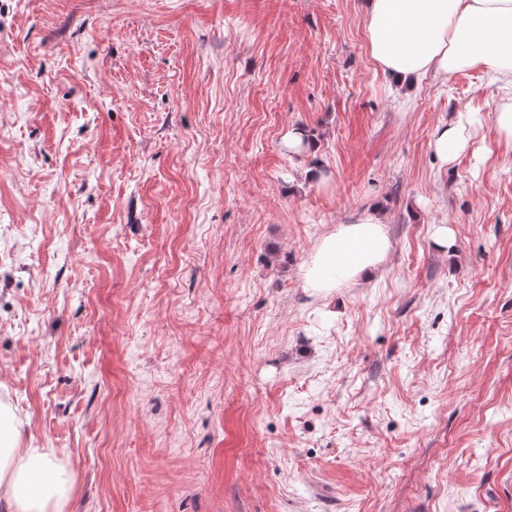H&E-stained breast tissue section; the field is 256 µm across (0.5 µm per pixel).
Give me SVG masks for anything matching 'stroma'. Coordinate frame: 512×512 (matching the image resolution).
Returning a JSON list of instances; mask_svg holds the SVG:
<instances>
[{
	"label": "stroma",
	"instance_id": "stroma-1",
	"mask_svg": "<svg viewBox=\"0 0 512 512\" xmlns=\"http://www.w3.org/2000/svg\"><path fill=\"white\" fill-rule=\"evenodd\" d=\"M364 2L0 0V399L66 512H512L508 89L395 85ZM375 206L377 274L313 295ZM494 135L498 146L512 152V95L496 107ZM467 145L464 135V120L451 126L439 127L434 135V148L442 165L448 166ZM383 219L375 208L340 224L316 244L303 268L307 288L321 296L341 285H356L375 271L390 250Z\"/></svg>",
	"mask_w": 512,
	"mask_h": 512
}]
</instances>
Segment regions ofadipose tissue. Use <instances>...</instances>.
I'll use <instances>...</instances> for the list:
<instances>
[{
    "label": "adipose tissue",
    "mask_w": 512,
    "mask_h": 512,
    "mask_svg": "<svg viewBox=\"0 0 512 512\" xmlns=\"http://www.w3.org/2000/svg\"><path fill=\"white\" fill-rule=\"evenodd\" d=\"M365 30L373 62L397 80L487 70L512 85V0H367ZM389 250L382 218L366 209L319 240L305 285L327 296L359 284ZM72 493L68 469L44 449L22 447L20 422L0 400V503L8 512H64Z\"/></svg>",
    "instance_id": "1"
}]
</instances>
